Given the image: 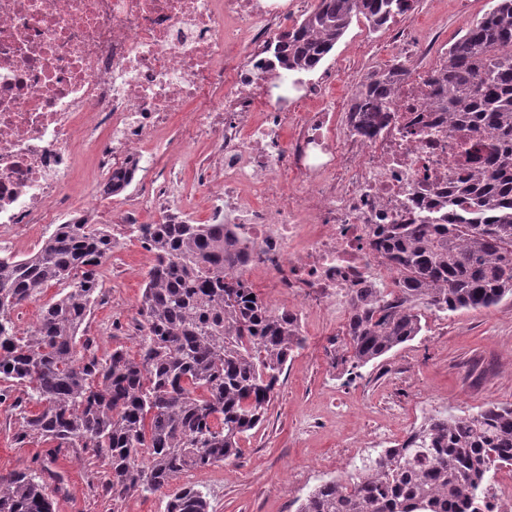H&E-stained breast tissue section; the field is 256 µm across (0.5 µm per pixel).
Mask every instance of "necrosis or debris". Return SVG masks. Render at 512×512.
<instances>
[{
	"label": "necrosis or debris",
	"instance_id": "obj_1",
	"mask_svg": "<svg viewBox=\"0 0 512 512\" xmlns=\"http://www.w3.org/2000/svg\"><path fill=\"white\" fill-rule=\"evenodd\" d=\"M302 0H0V233L57 223L81 143L106 174L147 172L143 140L189 111L218 142L219 206L249 248L243 275L337 320L362 288L394 287L371 242L382 224L427 214L467 132L433 135L426 70L398 85L365 136L330 110L299 114L271 93L263 56ZM222 101H215L216 92ZM107 128L108 142L95 132Z\"/></svg>",
	"mask_w": 512,
	"mask_h": 512
}]
</instances>
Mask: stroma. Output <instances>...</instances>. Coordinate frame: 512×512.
<instances>
[{"instance_id": "obj_1", "label": "stroma", "mask_w": 512, "mask_h": 512, "mask_svg": "<svg viewBox=\"0 0 512 512\" xmlns=\"http://www.w3.org/2000/svg\"><path fill=\"white\" fill-rule=\"evenodd\" d=\"M489 7L490 0H415L410 11L378 30L365 19L355 20L316 70L293 75L289 93L297 95L318 80L325 84V98L301 103L300 111H319L328 101L336 111H348L356 86L387 69L399 37L421 47L403 62L413 68L436 58ZM185 124V113H178L141 143L154 174L135 179L124 196L100 193L103 175L95 151L79 148L65 193L78 203L80 217L115 230L127 206L150 195L155 175L166 173L173 208L207 223L216 196L203 174L214 164L216 145L203 138L183 141ZM153 264L152 252L128 232H118L99 269L101 290L84 328L97 356L118 348L137 352L138 307ZM300 328L305 344L289 359L266 422L243 438L239 456L179 478L206 493L210 512H297L314 487L357 472L372 455L377 433L397 442L431 417L473 413L488 402L512 405V299L482 311L426 313L419 336L351 376L330 364L333 344L345 342L343 325L311 312ZM19 430L17 409L11 401L1 402L0 474L36 466L45 455V445L16 442ZM51 467L68 483L54 512H164L157 494L117 504L104 499L95 487L107 465L82 451L58 454Z\"/></svg>"}]
</instances>
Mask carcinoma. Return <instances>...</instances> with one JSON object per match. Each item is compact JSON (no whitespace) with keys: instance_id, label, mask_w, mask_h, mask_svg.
I'll return each instance as SVG.
<instances>
[{"instance_id":"obj_1","label":"carcinoma","mask_w":512,"mask_h":512,"mask_svg":"<svg viewBox=\"0 0 512 512\" xmlns=\"http://www.w3.org/2000/svg\"><path fill=\"white\" fill-rule=\"evenodd\" d=\"M411 8L412 0H318L266 51L285 81L314 71L353 20L378 29ZM407 73L389 69L357 87L350 111L364 115L358 129L377 133L375 118ZM429 82L448 130L476 134L465 148L475 167L448 179L447 214L378 232L373 247L398 287L351 298L348 341L331 354L332 367L347 372L418 336L422 308L481 311L512 297V0H492ZM136 233L155 264L134 357L115 350L100 358L82 336L99 267L116 244L106 227L78 218L56 225L32 255L0 256V381L20 392L17 439L51 444L40 467L0 476V512H53L65 487L46 462L68 448L107 463L105 497L160 493L165 512H209L202 491L176 480L238 455L303 346L297 317L268 307L237 272L247 247L230 225L169 217ZM56 284L65 285L60 297L20 329L15 311ZM498 464L512 465V406L487 403L429 419L349 479L316 486L298 512H491L489 474Z\"/></svg>"}]
</instances>
